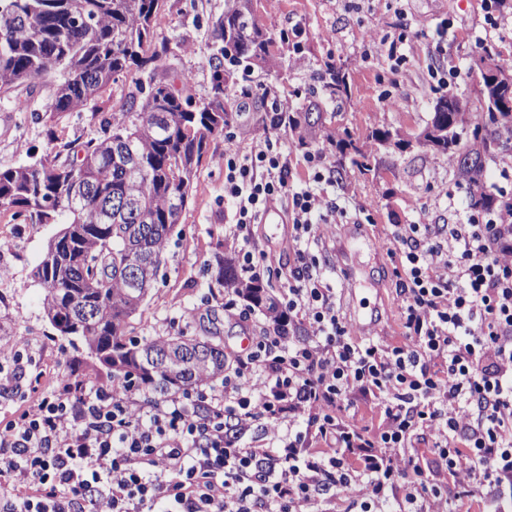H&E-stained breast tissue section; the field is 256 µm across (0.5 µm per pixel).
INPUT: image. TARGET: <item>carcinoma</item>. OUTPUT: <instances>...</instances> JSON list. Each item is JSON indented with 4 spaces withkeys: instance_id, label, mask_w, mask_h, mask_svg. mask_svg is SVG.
Wrapping results in <instances>:
<instances>
[{
    "instance_id": "carcinoma-1",
    "label": "carcinoma",
    "mask_w": 512,
    "mask_h": 512,
    "mask_svg": "<svg viewBox=\"0 0 512 512\" xmlns=\"http://www.w3.org/2000/svg\"><path fill=\"white\" fill-rule=\"evenodd\" d=\"M160 10V0H0V91L58 73L45 106L55 117L80 111L133 68L152 76ZM272 45L253 0H225L212 30L206 99L195 102L171 83L151 80L145 95L130 96L127 111L111 113L104 137L66 142L40 159L0 169V209L39 224L67 217L55 233L53 256L43 255L31 278L45 289L44 313L56 335L79 339L113 379L133 374L148 391L165 394L224 377V346L213 337L138 340L125 328L158 280L159 257L192 197L210 139L239 123L241 113L225 99L233 71L224 63L262 64ZM320 83L325 99H348L347 77L336 65H325ZM465 98L468 123L452 124L450 112L440 124L432 118L433 149L448 155L449 174L472 210L512 212V196L495 192L484 177L487 158L512 153V106L493 101L483 79ZM321 120L315 105L288 114L286 123L304 145L317 140ZM131 256L141 258L136 274L144 288L137 293L120 272ZM216 277L259 308L272 304L262 284L239 276L231 255L219 260ZM84 309L91 319H79ZM173 344L209 345L211 356L179 372L149 360Z\"/></svg>"
}]
</instances>
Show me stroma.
<instances>
[{"instance_id": "stroma-1", "label": "stroma", "mask_w": 512, "mask_h": 512, "mask_svg": "<svg viewBox=\"0 0 512 512\" xmlns=\"http://www.w3.org/2000/svg\"><path fill=\"white\" fill-rule=\"evenodd\" d=\"M254 6L260 25L276 39L273 58L251 72H236L226 90L231 109L242 113L244 122H251L269 91L286 99L290 107L303 106L317 91L316 75L325 63L342 67L350 97L340 109L324 103V135L315 147L334 154L347 171L346 178L332 189L338 205L347 212V221L328 226L318 258L336 281L352 334L396 343L401 339V301L395 291L392 261L353 250V241L386 240L396 224H454L467 212L468 204L464 192L448 179L446 155L394 139L381 145L373 141L372 133H420L430 121L437 97L445 92L460 95L470 88L468 69L477 53L472 37L484 24L482 0H255ZM223 11L224 0H162L155 41L166 44L168 52L158 64L157 76L165 80L189 76L181 90L197 101L210 91L211 21ZM448 18L454 26L447 43L424 54L418 33L432 31ZM402 20L409 25L407 63L399 67L385 58L365 59L366 35L386 38ZM295 30L300 31L303 45L298 62L288 45L279 41L280 34ZM435 62L455 68L457 82L438 88L430 73ZM57 80L54 74L40 78L33 95L22 87L0 92V168L46 154L54 136L62 142L100 136L104 119L121 111L136 88L135 74H127L110 83L81 111L53 119L45 104ZM386 94L398 98V110L384 108L381 98ZM341 139L352 140V148L338 152L336 143ZM360 152L376 157V164L367 169L355 166ZM234 215L232 203L224 197V138L217 135L163 255L158 281L143 314L127 325V336H213L223 342L229 357L242 354L241 339L254 334L261 316L253 314L245 322L238 310H225L222 287L213 270L216 254L227 248ZM55 231V225L34 224L0 209V236L15 242L7 258V274L0 277V343L16 336L28 339L24 375L12 388H0V420L10 419L20 407L49 393V375L57 367L79 365L90 381L106 376L83 347L57 336L44 316V290L33 283L30 272ZM252 233L274 267L284 271L292 265L291 224H257ZM349 266L360 270L361 284L342 278Z\"/></svg>"}]
</instances>
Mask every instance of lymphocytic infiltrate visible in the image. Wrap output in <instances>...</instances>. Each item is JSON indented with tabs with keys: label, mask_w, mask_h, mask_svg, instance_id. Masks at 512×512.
<instances>
[{
	"label": "lymphocytic infiltrate",
	"mask_w": 512,
	"mask_h": 512,
	"mask_svg": "<svg viewBox=\"0 0 512 512\" xmlns=\"http://www.w3.org/2000/svg\"><path fill=\"white\" fill-rule=\"evenodd\" d=\"M273 98L249 152L225 138L228 240L242 278L263 282L253 240L270 203L285 205L295 256L251 352L219 383L152 397L134 377L86 383L60 371L50 393L0 421V512H450L478 493L484 512H512V214L397 224L389 242L401 299V344L352 335L313 253L319 225L344 211L321 190L331 154L303 160L297 184ZM373 395L385 424L346 419ZM433 436L434 468L410 449ZM466 469L450 492L447 479Z\"/></svg>",
	"instance_id": "obj_1"
}]
</instances>
